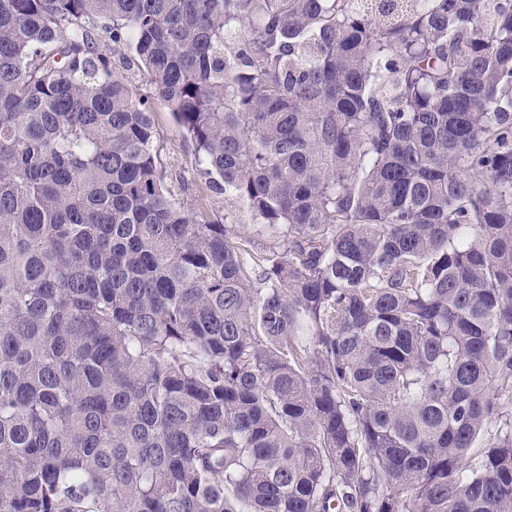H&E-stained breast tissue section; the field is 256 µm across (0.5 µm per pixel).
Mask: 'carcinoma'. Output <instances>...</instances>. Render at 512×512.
Masks as SVG:
<instances>
[{
  "label": "carcinoma",
  "mask_w": 512,
  "mask_h": 512,
  "mask_svg": "<svg viewBox=\"0 0 512 512\" xmlns=\"http://www.w3.org/2000/svg\"><path fill=\"white\" fill-rule=\"evenodd\" d=\"M509 395L512 0H0V512H512ZM93 34L98 51L107 55L110 57L113 63H116L115 71L120 70V72H122L125 76L129 77L134 95L139 97L143 94H146L149 90V86L143 73L136 68H134L131 72L124 71L119 63V53L117 50L113 51V48L115 49L116 47L114 46L112 48V42L98 29L94 30ZM154 120L156 149L166 185L174 197L185 210L198 216L214 219L230 213L250 253L255 257L265 255L273 242L257 234L246 203L209 187L207 179L196 168L191 141L185 138L167 108L158 104Z\"/></svg>",
  "instance_id": "cac0c4a2"
}]
</instances>
